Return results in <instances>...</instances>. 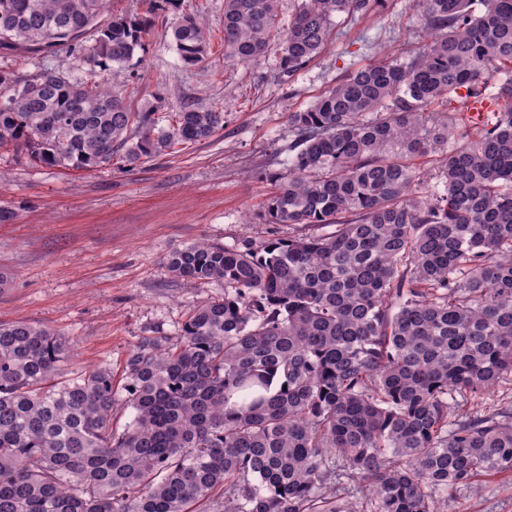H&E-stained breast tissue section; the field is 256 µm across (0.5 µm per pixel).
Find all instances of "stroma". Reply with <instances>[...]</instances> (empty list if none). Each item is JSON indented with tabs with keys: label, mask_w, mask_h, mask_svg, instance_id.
Returning a JSON list of instances; mask_svg holds the SVG:
<instances>
[{
	"label": "stroma",
	"mask_w": 512,
	"mask_h": 512,
	"mask_svg": "<svg viewBox=\"0 0 512 512\" xmlns=\"http://www.w3.org/2000/svg\"><path fill=\"white\" fill-rule=\"evenodd\" d=\"M185 13L210 29L207 58L197 66L184 65L167 36ZM333 24L324 50L287 75L275 38L259 62L225 61L224 0H182L179 9L158 12L144 49L112 79L136 108L174 87L190 101L222 108L223 130L131 169L47 167L0 150V207L15 213L0 224V322L54 329L68 347V371L107 363L118 375L140 337L177 335L200 301L224 293L223 284L173 276L171 252L203 240L230 246L299 234V226L263 216L286 158L289 113L377 54L428 41L415 26L412 0H372L365 13L337 14ZM47 66L98 72L66 50L44 61L0 53V71L24 76ZM446 512H512V476L449 492Z\"/></svg>",
	"instance_id": "35a3bbf8"
}]
</instances>
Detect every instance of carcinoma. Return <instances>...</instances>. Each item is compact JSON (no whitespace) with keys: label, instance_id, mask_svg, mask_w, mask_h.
<instances>
[{"label":"carcinoma","instance_id":"cac0c4a2","mask_svg":"<svg viewBox=\"0 0 512 512\" xmlns=\"http://www.w3.org/2000/svg\"><path fill=\"white\" fill-rule=\"evenodd\" d=\"M162 1L181 2L107 16L108 0H0L1 52L84 48L106 71L0 72V149L130 168L222 130L221 109L177 90L161 125L112 84ZM369 2L305 0L282 72ZM414 3L423 48L288 113L267 221L332 231L170 253L175 277L224 295L178 335L140 337L118 381L106 365L69 378L52 328L0 323V512H439L449 491L512 474V406L485 400L512 374V0ZM277 25L278 0H224V59L259 60ZM170 40L205 61L198 17ZM454 96L497 110L433 109ZM438 152L443 189L413 193V159ZM120 407L134 417L116 431Z\"/></svg>","mask_w":512,"mask_h":512}]
</instances>
